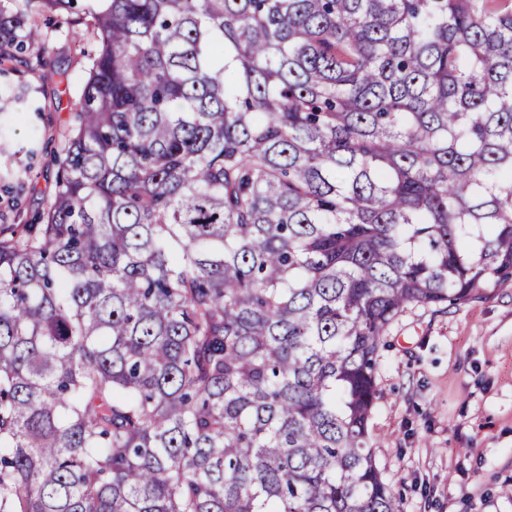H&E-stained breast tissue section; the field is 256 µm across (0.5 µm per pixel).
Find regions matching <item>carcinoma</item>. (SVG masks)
<instances>
[{"label":"carcinoma","mask_w":512,"mask_h":512,"mask_svg":"<svg viewBox=\"0 0 512 512\" xmlns=\"http://www.w3.org/2000/svg\"><path fill=\"white\" fill-rule=\"evenodd\" d=\"M72 0L0 3V66ZM36 224L0 227V512H401L411 305L512 280V0H85Z\"/></svg>","instance_id":"1"}]
</instances>
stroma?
I'll use <instances>...</instances> for the list:
<instances>
[{
	"label": "stroma",
	"instance_id": "stroma-1",
	"mask_svg": "<svg viewBox=\"0 0 512 512\" xmlns=\"http://www.w3.org/2000/svg\"><path fill=\"white\" fill-rule=\"evenodd\" d=\"M48 39L0 72V166L25 172L17 204L0 190V225L45 209L60 134L74 121L93 41L78 13H44ZM369 424L401 512H512V283L457 306L411 305L380 350Z\"/></svg>",
	"mask_w": 512,
	"mask_h": 512
}]
</instances>
